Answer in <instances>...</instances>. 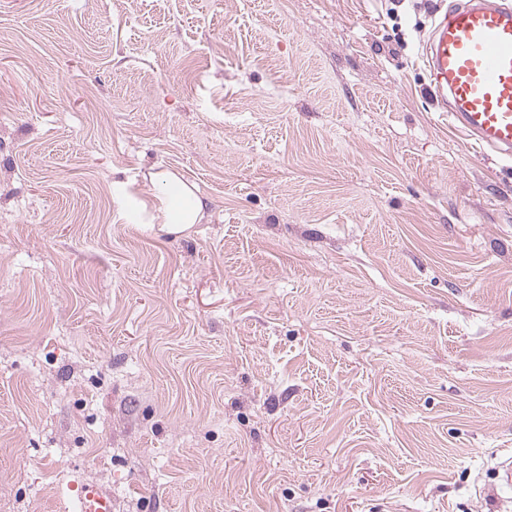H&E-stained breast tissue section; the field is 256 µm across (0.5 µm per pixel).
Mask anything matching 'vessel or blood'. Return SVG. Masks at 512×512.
I'll list each match as a JSON object with an SVG mask.
<instances>
[{"label":"vessel or blood","mask_w":512,"mask_h":512,"mask_svg":"<svg viewBox=\"0 0 512 512\" xmlns=\"http://www.w3.org/2000/svg\"><path fill=\"white\" fill-rule=\"evenodd\" d=\"M431 84L452 123L482 147L512 157V0H450L424 45ZM75 512H112V497L85 484Z\"/></svg>","instance_id":"b4317fda"}]
</instances>
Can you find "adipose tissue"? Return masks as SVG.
Returning a JSON list of instances; mask_svg holds the SVG:
<instances>
[{"mask_svg":"<svg viewBox=\"0 0 512 512\" xmlns=\"http://www.w3.org/2000/svg\"><path fill=\"white\" fill-rule=\"evenodd\" d=\"M150 181L154 190L147 196L139 195L135 183H116L114 201L118 219L136 220L145 232L158 228L181 234L202 218L206 204L194 184L170 171L153 173Z\"/></svg>","mask_w":512,"mask_h":512,"instance_id":"adipose-tissue-1","label":"adipose tissue"}]
</instances>
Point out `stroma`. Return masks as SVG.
<instances>
[{
    "label": "stroma",
    "mask_w": 512,
    "mask_h": 512,
    "mask_svg": "<svg viewBox=\"0 0 512 512\" xmlns=\"http://www.w3.org/2000/svg\"><path fill=\"white\" fill-rule=\"evenodd\" d=\"M447 0H0V512H512V161ZM170 170L182 235L112 219ZM424 56L451 122L512 157V4L452 1L436 12ZM74 500V512H112L111 495L95 485L85 484L76 488Z\"/></svg>",
    "instance_id": "stroma-1"
}]
</instances>
